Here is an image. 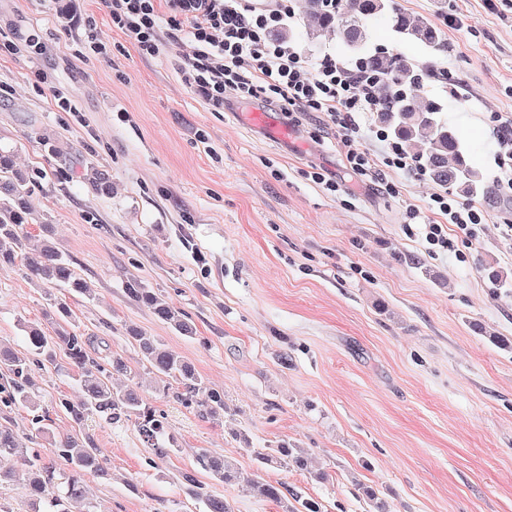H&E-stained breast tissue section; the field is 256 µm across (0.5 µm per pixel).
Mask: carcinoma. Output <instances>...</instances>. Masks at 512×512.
Listing matches in <instances>:
<instances>
[{
    "label": "carcinoma",
    "instance_id": "cac0c4a2",
    "mask_svg": "<svg viewBox=\"0 0 512 512\" xmlns=\"http://www.w3.org/2000/svg\"><path fill=\"white\" fill-rule=\"evenodd\" d=\"M302 0V10L310 18V36L324 33L336 36L348 51L358 55L363 69L369 73H383L384 101L378 112L380 123L387 133L398 141L407 152H413L423 163L429 178L439 184L453 186L466 195L481 193L488 200L494 194L482 183V177L471 166L467 151L454 132L439 117V107L408 92L412 86L445 76L438 68L436 57L448 51L440 31L431 23L408 16L395 0ZM388 16L393 31L402 42L424 46L430 59L422 64L402 53L365 50L369 33L365 22ZM38 173L15 168L12 154L0 148V267H10L23 262L31 278L47 282L63 294L84 295L87 288L72 265L50 240H44L33 252L27 253L29 239L27 227L32 221L31 212L23 196L29 186L36 183ZM128 296L148 307L161 321L170 324L180 333L191 336L194 329L186 315L171 307L153 289L132 281L126 286ZM26 343L31 353L44 357L49 368L59 372L62 366L54 359L56 350H64L70 369L83 382L84 396L79 404L61 403L65 411L78 421L90 416L105 417L112 422L133 418L138 424L144 441L155 455L165 457L174 451L166 434V426L156 412L139 396L134 386L124 390L112 388L113 373H126L128 366L117 356L110 355L100 363L90 355L89 340L75 332H60L48 336L36 325L26 326ZM130 338L138 345L142 360L159 380H172L176 397L189 400L198 395L203 381L194 367L165 347L159 340L137 330H130ZM35 359L9 349H0V402L7 408L26 407L31 404L34 383L29 372ZM200 415L216 419L224 415V394L210 391L197 401ZM65 461V468L58 471L45 460L37 448L23 447L12 427L0 423V457L14 458L20 472L0 470V484L22 476L30 496L36 501L33 512H71V505L87 500L83 476L94 471L109 476L105 460L92 441L79 442L68 438L54 448ZM197 464L209 478L218 484H237L242 490L280 504L282 512H321L318 502L288 494V487L273 484L264 478L267 469L303 468L305 456L295 448L280 445L258 453V465L245 475L231 461L213 453L208 448L195 452ZM183 482L194 489L201 499L204 512H231L224 497L213 494L188 472L181 473Z\"/></svg>",
    "mask_w": 512,
    "mask_h": 512
}]
</instances>
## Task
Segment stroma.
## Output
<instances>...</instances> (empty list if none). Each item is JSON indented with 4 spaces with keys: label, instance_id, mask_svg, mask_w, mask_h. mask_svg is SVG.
<instances>
[{
    "label": "stroma",
    "instance_id": "stroma-1",
    "mask_svg": "<svg viewBox=\"0 0 512 512\" xmlns=\"http://www.w3.org/2000/svg\"><path fill=\"white\" fill-rule=\"evenodd\" d=\"M435 25L448 44L437 59L451 79L425 85V100L495 187L489 113L512 114V0H396ZM459 22L448 25V14ZM96 25L108 56L90 51ZM188 39L143 57L113 27L100 0H0V144L22 169H41L26 203L31 237L51 228L88 295L70 317H46L47 285L23 264L0 269V340L25 350L24 327L97 337L121 356L161 415L175 451L153 456L135 422L75 421L77 374L32 366L34 402L11 412L20 443L51 452L67 437L91 440L109 475L86 474L98 512H203L182 471L208 448L252 471L257 454L301 449L308 470L267 480L320 503L322 512H368L373 490L386 512H512L511 194L474 195L486 224L458 254H429L408 206L436 190L387 171L389 193L348 171L325 116L298 126L277 107L227 96L213 112L186 87L175 61ZM67 99L69 109L58 105ZM106 173L108 192L86 178ZM319 170L346 198L313 183ZM186 313L180 334L132 301L128 282ZM136 327L190 362L222 391L218 420L164 393L126 334ZM49 414V434L32 419Z\"/></svg>",
    "mask_w": 512,
    "mask_h": 512
}]
</instances>
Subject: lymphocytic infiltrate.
I'll use <instances>...</instances> for the list:
<instances>
[{"label": "lymphocytic infiltrate", "instance_id": "lymphocytic-infiltrate-1", "mask_svg": "<svg viewBox=\"0 0 512 512\" xmlns=\"http://www.w3.org/2000/svg\"><path fill=\"white\" fill-rule=\"evenodd\" d=\"M113 27L125 31L144 56L158 54L162 37L186 33L191 53L175 66L183 82L211 111L224 109V95L262 98L284 112L289 125H298L307 112L324 114L336 128V151L347 169L371 180L385 171L425 178L416 156L381 127L364 122L378 111L381 80L358 61L326 51L307 58L294 45L274 38V30L293 21L287 0H102ZM496 142V182L512 192V114L492 113ZM381 146L372 154L368 141ZM407 223L423 228L431 252L455 250L446 231L455 225L473 235L485 212L457 199L449 188L433 192L426 208L408 206Z\"/></svg>", "mask_w": 512, "mask_h": 512}]
</instances>
